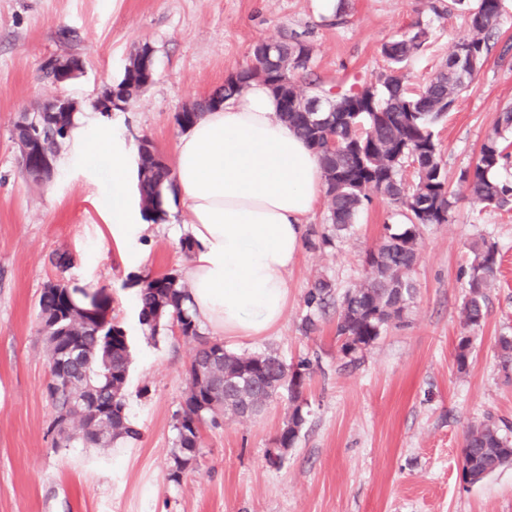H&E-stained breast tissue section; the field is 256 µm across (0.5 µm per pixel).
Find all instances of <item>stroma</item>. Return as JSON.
Listing matches in <instances>:
<instances>
[{
    "mask_svg": "<svg viewBox=\"0 0 512 512\" xmlns=\"http://www.w3.org/2000/svg\"><path fill=\"white\" fill-rule=\"evenodd\" d=\"M418 22L430 35L403 68L411 87L470 37L460 9L439 19L429 0H349L340 17L317 13L314 0H0V512H512V463L476 484L461 467L471 425L492 419L512 426V377L495 347L499 336L512 335V213L483 208L458 182L512 106V0H504L475 82L435 127L458 201L447 223L422 232L416 296L402 322L354 363L336 343L337 307L319 318L315 334L301 331L313 281L326 276L342 298L362 279L363 257L384 225L399 222L397 207L376 195L327 248L317 245L327 214L319 203L288 273L282 322L269 335L227 341L240 354L274 350L286 362L311 363L306 423L275 467L266 455L288 419L284 395L257 415L206 427L195 468L169 481L174 416L198 344L171 333L150 339L138 320L133 289L142 278L122 262L102 220L112 209L108 158L97 156L86 172L67 163L72 144L64 142L52 179L35 184L22 173L14 137L22 116L64 96L89 139L113 134L134 145L146 137L169 161L181 134L176 112L249 64L256 42H309L325 89L341 91L376 81L387 66L382 44ZM63 28L74 32L72 41L59 39ZM146 42L154 76L134 106L108 116L93 111L99 89L118 82ZM70 55L82 59L81 75L62 84L44 78L49 57ZM180 221L173 208L142 238L146 273L185 272L189 261L171 232ZM481 236L496 243L501 273L482 326L471 331L461 309L469 245ZM58 253L67 255L66 266L52 264ZM60 279L107 295L109 315L131 341L126 406L141 436L128 452L58 447L48 432L50 371L37 304L44 286ZM465 335L472 357L461 370L455 347Z\"/></svg>",
    "mask_w": 512,
    "mask_h": 512,
    "instance_id": "35a3bbf8",
    "label": "stroma"
}]
</instances>
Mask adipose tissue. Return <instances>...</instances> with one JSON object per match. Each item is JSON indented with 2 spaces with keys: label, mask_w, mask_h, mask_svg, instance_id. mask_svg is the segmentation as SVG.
Instances as JSON below:
<instances>
[{
  "label": "adipose tissue",
  "mask_w": 512,
  "mask_h": 512,
  "mask_svg": "<svg viewBox=\"0 0 512 512\" xmlns=\"http://www.w3.org/2000/svg\"><path fill=\"white\" fill-rule=\"evenodd\" d=\"M112 160L109 233L122 260L144 266L135 244L149 226L133 200L134 173L121 139H100ZM174 185L158 207L181 205L193 243L186 306L199 325L229 339L264 336L288 305V271L323 186L308 144L277 117L261 81L204 112L175 146Z\"/></svg>",
  "instance_id": "ef3b65f1"
}]
</instances>
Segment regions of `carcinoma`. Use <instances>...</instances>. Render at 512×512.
I'll return each instance as SVG.
<instances>
[{
  "mask_svg": "<svg viewBox=\"0 0 512 512\" xmlns=\"http://www.w3.org/2000/svg\"><path fill=\"white\" fill-rule=\"evenodd\" d=\"M452 5L466 10L472 32L458 48L467 51L471 65L481 67L488 53V35L497 28L502 14L501 0H452ZM450 6L445 0L429 2L437 17L450 12ZM427 38V28L418 23L409 34L383 43L381 54L388 68L374 83H355L330 96L332 112H301L288 104L327 93L320 78L312 77L313 46L299 40L276 42L270 55L269 43H256L252 51L255 65L228 75L224 89L217 93L226 99L241 93L253 80L264 82L277 99L278 117L310 145L321 166L328 198L329 232L321 235L322 245H331L334 236L348 229L374 194L389 198L400 208L404 221L383 225L379 243L365 253L364 277L347 289L341 300L336 339L339 351L352 362L388 327L404 319L415 295L410 273L419 256L421 228L448 223L456 203L433 126L454 110L459 93L470 83L454 79L447 62L425 82L422 94L407 92L401 70ZM145 70L140 54L130 58L118 82L126 105H132L143 90ZM207 109L206 99H200L193 111L176 113L175 122L185 130ZM59 119L58 124L44 123L40 133L42 148L53 157L74 125V113L61 112ZM143 142L138 148L139 190L143 203L153 206L162 189L172 185V170L149 139ZM511 157L496 130L486 136L476 161L460 171L458 181L483 207L509 211L512 178L502 171ZM407 165L416 173L409 188L403 179ZM470 250L473 260L462 316L464 324L474 330L484 320L487 290L497 281L500 261L496 245L484 237L472 241ZM332 297V282L318 277L305 295L308 313L301 323L304 335L318 330V315ZM187 300L188 285L176 271L143 281L138 317L150 336L155 338L176 326L181 336L200 342L187 370L180 410L175 414L176 446L168 474L173 482L197 464L205 426H216L219 418L229 414L251 417L283 390L288 393L290 413L275 444L285 450L293 447L306 422L303 394L310 379L306 360L289 365L274 351L236 354L226 350L223 342L203 337L186 307ZM38 319L49 365L57 364L58 357L73 346L83 355L77 364L66 363L65 375L50 393L55 417L49 431L61 441L77 439L93 446L138 440L140 431L126 414L130 343L125 330L106 319L98 294L65 281L50 282L40 295ZM496 349L502 370L511 371L512 336L498 337ZM470 355L471 337L462 336L455 354L459 369L467 367ZM247 368L255 370L256 376L250 386L242 388L237 385V372ZM463 448L462 473L470 483L482 481L494 466L512 462V441L490 419L468 429Z\"/></svg>",
  "mask_w": 512,
  "mask_h": 512,
  "instance_id": "carcinoma-1",
  "label": "carcinoma"
}]
</instances>
